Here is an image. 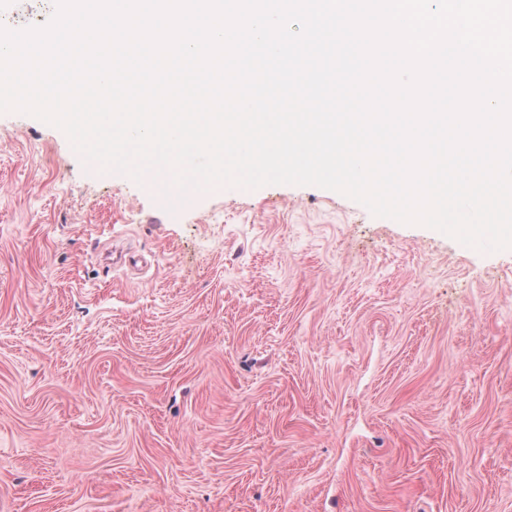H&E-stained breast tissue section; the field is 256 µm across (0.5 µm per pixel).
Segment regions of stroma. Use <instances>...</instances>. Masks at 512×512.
<instances>
[{
	"instance_id": "stroma-1",
	"label": "stroma",
	"mask_w": 512,
	"mask_h": 512,
	"mask_svg": "<svg viewBox=\"0 0 512 512\" xmlns=\"http://www.w3.org/2000/svg\"><path fill=\"white\" fill-rule=\"evenodd\" d=\"M0 512H512V249L0 114Z\"/></svg>"
}]
</instances>
